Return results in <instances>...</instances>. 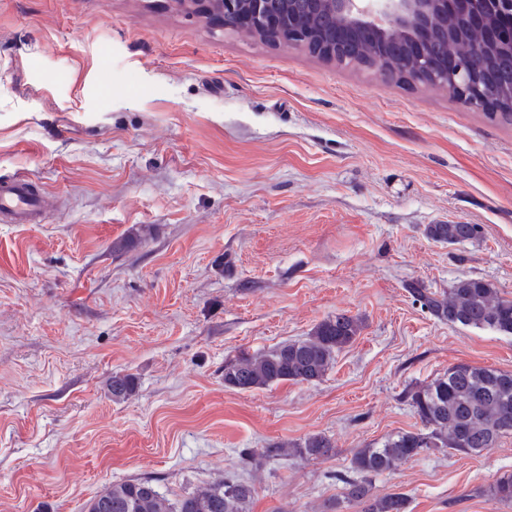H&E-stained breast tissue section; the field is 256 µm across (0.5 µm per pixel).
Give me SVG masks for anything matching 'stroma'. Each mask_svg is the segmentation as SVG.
I'll return each mask as SVG.
<instances>
[{
	"label": "stroma",
	"mask_w": 512,
	"mask_h": 512,
	"mask_svg": "<svg viewBox=\"0 0 512 512\" xmlns=\"http://www.w3.org/2000/svg\"><path fill=\"white\" fill-rule=\"evenodd\" d=\"M49 196L0 222V512H82L110 482L175 499L230 476L249 512H360L351 459L420 420L458 363L512 372V336L440 321L482 278L512 296V126L438 87L214 29L171 0H0V178ZM477 224L437 243L430 224ZM149 237L116 251L136 228ZM359 318L321 382L225 387L224 362ZM138 389L113 401V374ZM327 458L242 465L312 434ZM512 435L377 476L407 512H512Z\"/></svg>",
	"instance_id": "1"
}]
</instances>
